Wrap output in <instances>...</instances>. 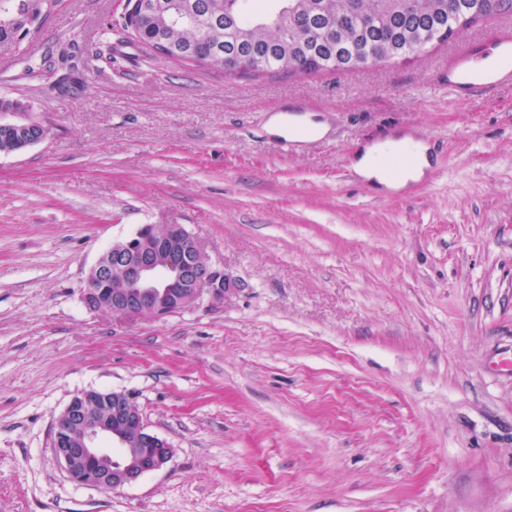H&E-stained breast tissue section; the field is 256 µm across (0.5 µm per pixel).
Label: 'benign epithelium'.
<instances>
[{"label":"benign epithelium","instance_id":"1","mask_svg":"<svg viewBox=\"0 0 512 512\" xmlns=\"http://www.w3.org/2000/svg\"><path fill=\"white\" fill-rule=\"evenodd\" d=\"M56 3L58 0L44 4L42 11L17 31L15 39H23L29 27L40 24ZM164 228L160 234L157 225L142 224L98 259L84 290L89 309L100 310L93 299L106 271L119 276L127 288L112 292L105 312L129 320L161 319L205 300L222 303L242 288L222 264L207 254L198 256L200 241L184 225L166 224ZM89 394V390L77 393L53 424L52 448L70 481L115 491L168 464L173 448L149 429L130 393H101L107 405L102 416L76 406L77 399ZM131 435L141 448L138 458L132 463H113L112 451L102 447V441L124 446Z\"/></svg>","mask_w":512,"mask_h":512}]
</instances>
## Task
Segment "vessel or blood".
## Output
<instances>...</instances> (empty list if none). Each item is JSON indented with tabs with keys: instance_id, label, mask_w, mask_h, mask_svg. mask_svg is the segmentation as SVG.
<instances>
[{
	"instance_id": "b4317fda",
	"label": "vessel or blood",
	"mask_w": 512,
	"mask_h": 512,
	"mask_svg": "<svg viewBox=\"0 0 512 512\" xmlns=\"http://www.w3.org/2000/svg\"><path fill=\"white\" fill-rule=\"evenodd\" d=\"M512 86V30L502 28L459 45L448 59L449 97L476 99Z\"/></svg>"
}]
</instances>
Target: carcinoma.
Here are the masks:
<instances>
[{"label": "carcinoma", "instance_id": "obj_1", "mask_svg": "<svg viewBox=\"0 0 512 512\" xmlns=\"http://www.w3.org/2000/svg\"><path fill=\"white\" fill-rule=\"evenodd\" d=\"M136 0L117 21L128 41L169 61L216 71L277 76L353 71L419 54L474 24L512 15V0ZM40 0H0V42ZM42 131L0 134V152Z\"/></svg>", "mask_w": 512, "mask_h": 512}]
</instances>
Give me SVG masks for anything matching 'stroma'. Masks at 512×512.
<instances>
[{"mask_svg":"<svg viewBox=\"0 0 512 512\" xmlns=\"http://www.w3.org/2000/svg\"><path fill=\"white\" fill-rule=\"evenodd\" d=\"M121 11L61 0L0 43V98L49 129L0 152V512H512V88L448 98L453 40L226 75L122 43ZM63 43L73 88L25 67ZM299 104L329 130L281 152L269 119ZM406 134L431 147L419 181L352 169ZM142 224L185 225L241 290L157 320L90 310V269ZM89 389L130 392L171 461L71 482L52 427Z\"/></svg>","mask_w":512,"mask_h":512,"instance_id":"obj_1","label":"stroma"}]
</instances>
